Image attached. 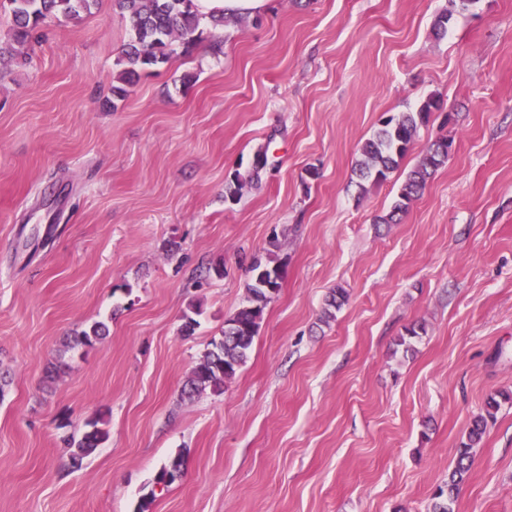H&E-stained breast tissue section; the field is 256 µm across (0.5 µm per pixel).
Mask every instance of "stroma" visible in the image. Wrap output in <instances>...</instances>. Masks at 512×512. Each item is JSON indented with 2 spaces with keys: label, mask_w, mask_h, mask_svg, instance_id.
<instances>
[{
  "label": "stroma",
  "mask_w": 512,
  "mask_h": 512,
  "mask_svg": "<svg viewBox=\"0 0 512 512\" xmlns=\"http://www.w3.org/2000/svg\"><path fill=\"white\" fill-rule=\"evenodd\" d=\"M41 33L0 72V512H134L151 491L150 512H429L472 417L512 390V0H270L122 100L112 0ZM432 94L399 168L359 194L362 140ZM440 138L447 163L377 223ZM260 150L261 184L226 202ZM270 255L285 275L246 363L183 398ZM96 321L103 339L66 349ZM95 420L108 439L72 466L66 440ZM176 457L182 479L154 491ZM455 512H512V404Z\"/></svg>",
  "instance_id": "obj_1"
}]
</instances>
